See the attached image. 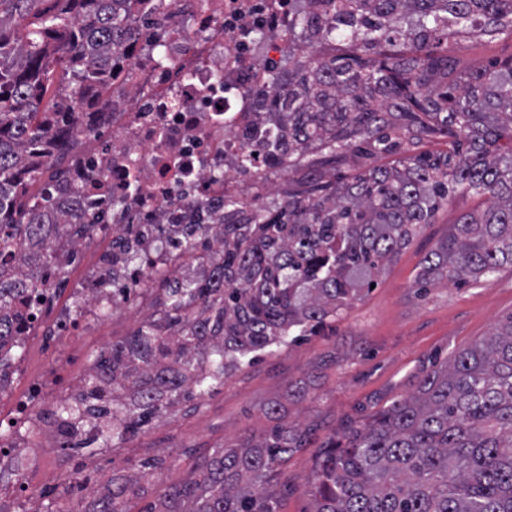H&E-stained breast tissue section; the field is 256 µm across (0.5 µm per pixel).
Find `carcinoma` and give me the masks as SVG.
Wrapping results in <instances>:
<instances>
[{
  "label": "carcinoma",
  "mask_w": 512,
  "mask_h": 512,
  "mask_svg": "<svg viewBox=\"0 0 512 512\" xmlns=\"http://www.w3.org/2000/svg\"><path fill=\"white\" fill-rule=\"evenodd\" d=\"M140 0H0V371L12 360L10 308L37 288L32 252L49 255L55 201L27 187L112 92L113 67ZM288 51L253 93L273 126L243 153H288L293 188L277 202L224 200V223L199 214L156 249L199 252L207 276L157 281L156 314L93 361L58 416L98 426L119 448L169 403L199 399L263 354L336 320L460 193L485 199L426 255L421 284L492 280L512 268V55L457 70L448 42L512 36V0H293ZM448 139V149L424 144ZM391 157L354 173L347 158ZM17 253L21 264L3 259ZM131 393L132 401L119 399ZM275 424L216 450L143 512H280L279 476L318 448L314 512H512V314L482 340L421 370L417 389L337 438ZM122 476L92 512H131Z\"/></svg>",
  "instance_id": "cac0c4a2"
}]
</instances>
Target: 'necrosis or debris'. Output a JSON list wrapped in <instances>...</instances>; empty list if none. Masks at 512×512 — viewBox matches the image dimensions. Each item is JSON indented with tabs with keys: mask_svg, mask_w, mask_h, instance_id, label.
Listing matches in <instances>:
<instances>
[{
	"mask_svg": "<svg viewBox=\"0 0 512 512\" xmlns=\"http://www.w3.org/2000/svg\"><path fill=\"white\" fill-rule=\"evenodd\" d=\"M147 7L162 38L134 26L102 114L108 135L78 134L68 168L54 181L56 206L68 212L71 225L54 238L39 268L41 295L14 338L16 360L44 323L69 337L106 318L112 295L100 284L108 274L144 289L158 278L195 277L207 267L199 255L155 252L132 266L113 258V241L134 239L143 224L190 223L204 206L223 214L227 198L250 205L268 196L267 180L242 171L238 159L251 132L268 124L247 95L266 86L287 51L291 10L284 0H149ZM82 224L89 235L79 234ZM89 238L103 248L72 289L71 305L60 307L55 287ZM73 390L69 380L51 388L32 379L23 390L8 385L0 391L8 403L0 411V469L35 459L34 439L43 432L67 439L53 413Z\"/></svg>",
	"mask_w": 512,
	"mask_h": 512,
	"instance_id": "4bbe7bcc",
	"label": "necrosis or debris"
}]
</instances>
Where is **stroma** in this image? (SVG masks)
Listing matches in <instances>:
<instances>
[{
	"mask_svg": "<svg viewBox=\"0 0 512 512\" xmlns=\"http://www.w3.org/2000/svg\"><path fill=\"white\" fill-rule=\"evenodd\" d=\"M448 52L461 68L472 70L512 55V41L452 42ZM483 205L479 197L457 195L336 322L296 345L276 348L229 376L205 399L170 407L160 422L122 447L110 450L95 443L74 450L41 437L42 465L31 472L32 485L43 501L59 505L62 512H87L90 503L108 494L118 473L140 487L132 501L139 510L165 488L182 483L202 457L224 443L269 430L272 421L265 411L273 401H281L286 420L317 424L324 439L411 393L423 366L452 357L512 314V271L507 269L493 281L461 288L441 284L421 292L415 286L424 256L447 237L457 216ZM151 303L148 296L137 299L72 341L35 337L25 357L26 374L16 379V388H23L29 377L47 380L61 371L82 377L102 349L125 339L151 313ZM295 387L303 388V396L288 400ZM316 454V449L303 448L289 457L281 512H312ZM158 455L167 459L164 469L154 479L143 478L142 462Z\"/></svg>",
	"mask_w": 512,
	"mask_h": 512,
	"instance_id": "obj_1",
	"label": "stroma"
}]
</instances>
